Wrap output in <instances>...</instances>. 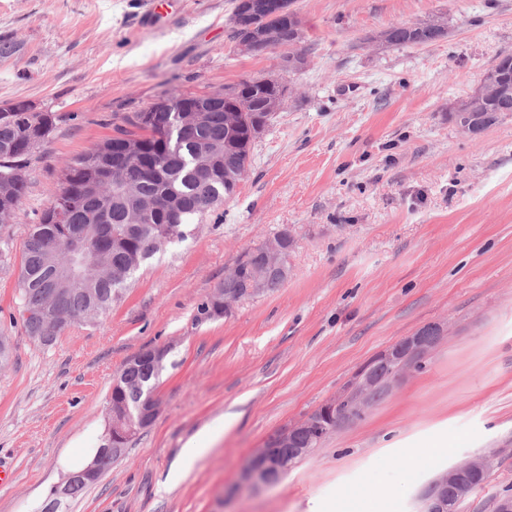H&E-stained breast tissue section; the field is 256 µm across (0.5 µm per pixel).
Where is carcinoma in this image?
Wrapping results in <instances>:
<instances>
[{
  "label": "carcinoma",
  "mask_w": 512,
  "mask_h": 512,
  "mask_svg": "<svg viewBox=\"0 0 512 512\" xmlns=\"http://www.w3.org/2000/svg\"><path fill=\"white\" fill-rule=\"evenodd\" d=\"M260 35L270 37L271 49L286 48L280 70L295 75V63L307 60L300 17L292 19L260 9ZM390 45L405 47L438 41L424 23L388 29ZM289 84L264 75L253 76L204 95L210 105L204 123L197 124L183 105L198 99L176 95L153 105L160 118L149 125L144 112H134L113 127V135L77 157L63 170L50 205L28 225L18 274L19 312L26 333L53 343L70 323H94L122 301L134 275L153 257L154 241H183L188 227L198 224L237 192L248 172L253 149L247 147L255 117L275 119V101L288 100ZM17 112L0 116V187L9 206H0V229L22 221L19 207L28 182L14 176L28 166L62 117L53 112ZM493 126L512 115V97L487 104ZM138 145L140 160L112 158L113 142ZM117 172H112V162ZM156 207L154 221L136 224L138 210ZM262 248L238 256L240 275L218 284L221 289L245 287L248 274L261 260ZM155 366L137 360L126 363L112 380L108 429L101 447L126 451L137 435L125 410L155 392Z\"/></svg>",
  "instance_id": "obj_1"
}]
</instances>
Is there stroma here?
<instances>
[{"label": "stroma", "mask_w": 512, "mask_h": 512, "mask_svg": "<svg viewBox=\"0 0 512 512\" xmlns=\"http://www.w3.org/2000/svg\"><path fill=\"white\" fill-rule=\"evenodd\" d=\"M0 0V104L65 115L26 170L34 218L62 170L161 99L277 75L231 40L233 0ZM310 49L294 91L253 149L236 195L188 238L161 248L122 302L50 346L26 335L17 270L0 271V512H42L50 490L91 462L116 372L168 349L159 413L123 460L62 512H423L422 494L468 456L502 449L458 512H491L512 484V118L462 137L448 107L512 51V0H294ZM439 19L436 43H373ZM290 229L288 278L197 321L244 251ZM448 335L363 420L330 435L278 483L225 497L251 452L339 391L375 354L432 322ZM238 419L221 433L225 413ZM213 433L212 450L187 461ZM442 440L435 458L410 463Z\"/></svg>", "instance_id": "1"}]
</instances>
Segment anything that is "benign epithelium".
I'll list each match as a JSON object with an SVG mask.
<instances>
[{"instance_id":"1","label":"benign epithelium","mask_w":512,"mask_h":512,"mask_svg":"<svg viewBox=\"0 0 512 512\" xmlns=\"http://www.w3.org/2000/svg\"><path fill=\"white\" fill-rule=\"evenodd\" d=\"M511 95L512 81L497 69H489L468 96L448 107V120L455 124L461 134L474 137L486 128L487 117L483 113V108L487 100L493 96ZM277 238L278 244L263 250L264 260L252 270L247 287L237 291H224V301L220 302V305L224 306V313H230L234 305L243 299L264 292L266 281L271 276L288 277L287 254L293 248L294 238L287 229L281 231ZM432 329V336L419 329L375 355L376 361L387 369L386 374L376 376L371 371H356L336 396L323 403L317 411L287 429L269 435L247 459L239 482L234 485V491L269 486L308 457L312 449L295 446L297 434L316 429L327 437L345 426L354 424L356 416L365 413L374 404L370 394L375 388L392 390L399 381L414 372L416 365L426 360L448 332L447 324L441 322L432 323ZM158 411L154 395L149 394L138 401L132 413L137 429L142 431L150 427ZM505 452L504 448H496L487 453L473 455L438 474L423 494L428 505L427 512H457V503L470 494V487L462 482L460 476L465 472L480 475L493 472ZM104 472V459L97 455L82 470L68 475L64 485L55 487V493L59 497L65 496L69 484L76 476L82 480L95 482ZM450 486L454 487L456 493L453 503L448 502L447 490Z\"/></svg>"}]
</instances>
